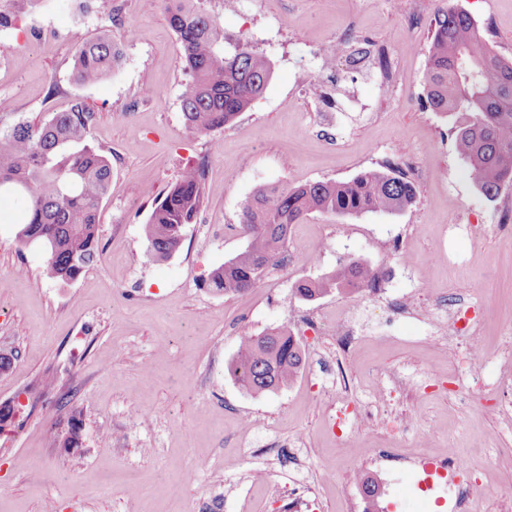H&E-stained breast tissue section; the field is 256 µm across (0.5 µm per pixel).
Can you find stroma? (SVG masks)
<instances>
[{"mask_svg": "<svg viewBox=\"0 0 512 512\" xmlns=\"http://www.w3.org/2000/svg\"><path fill=\"white\" fill-rule=\"evenodd\" d=\"M6 0L15 18L0 32V98L29 121L73 99L93 113L92 143L112 160V190L98 254L75 281L42 273L41 254L17 237L21 204L0 200V348L15 359L0 373V404L21 410L0 432V512H366L356 474L367 452L402 448L436 456L455 448L471 465L478 512L512 497V426L499 403L457 388L456 351L434 331L435 301L481 291L467 331L484 353L486 378L512 375V186L495 199L475 187L455 150L453 124L421 104L437 14L470 13L493 49L512 59V0H203L224 29V47L263 52L272 76L223 129L191 133L181 99L189 74L165 0ZM360 36L336 53L348 25ZM109 32L123 57L106 80L81 85L72 58ZM393 70L384 87L374 72ZM320 81L322 97L310 91ZM417 165L416 203L397 215L316 214L293 225L294 265L270 267L256 288L218 295L209 272L247 245L242 203L261 187L348 180L387 163ZM204 165L205 206L179 251L155 260L144 224L182 171ZM465 223L449 236L448 224ZM220 225L223 235L211 233ZM353 260L381 289L305 301L296 281ZM355 341L336 348V325ZM288 326L304 365L288 387L247 392L229 365L243 337ZM367 404L353 432L335 427L344 401ZM416 413L413 429H392ZM83 450L51 435L70 415ZM423 470L383 485L380 512H450L420 491Z\"/></svg>", "mask_w": 512, "mask_h": 512, "instance_id": "stroma-1", "label": "stroma"}]
</instances>
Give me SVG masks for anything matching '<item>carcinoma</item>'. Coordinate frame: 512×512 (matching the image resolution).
<instances>
[{
  "label": "carcinoma",
  "mask_w": 512,
  "mask_h": 512,
  "mask_svg": "<svg viewBox=\"0 0 512 512\" xmlns=\"http://www.w3.org/2000/svg\"><path fill=\"white\" fill-rule=\"evenodd\" d=\"M168 20L180 41L191 80L182 95L187 127L206 134L224 128L249 109L272 74L267 57L241 46L224 52V28L200 0H176ZM122 50L103 32L83 43L73 58V79L81 85L109 77ZM423 105L455 117V148L468 163L478 190L495 198L512 183V60L494 53L477 22L449 8L435 17L427 50ZM92 112L81 99L34 123L0 100V197L24 205L18 238L44 252L43 274L71 282L95 259L102 203L112 189V161L90 143ZM206 200L204 168L183 170L144 224L149 256L166 260L182 244V226L192 223ZM417 200V189L397 167L368 169L347 181L261 188L240 214L247 248L214 268L204 280L224 295L245 292L288 251L293 225L313 213L338 217L368 213L395 215ZM367 264L352 261L315 279L295 283L294 294L313 300L375 282ZM303 367V351L285 327L243 339L230 372L254 394L292 383ZM82 421L72 415L53 435L64 448H81Z\"/></svg>",
  "instance_id": "obj_1"
}]
</instances>
